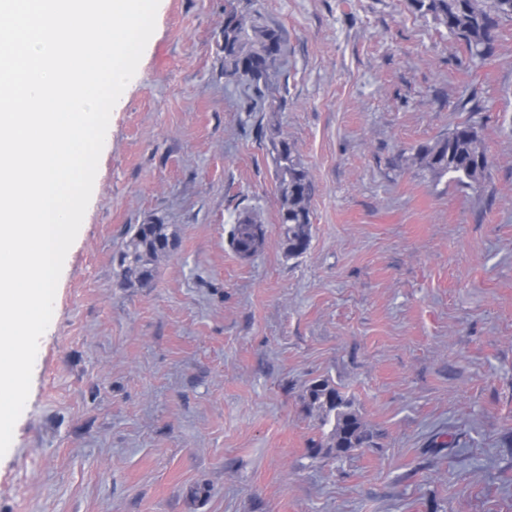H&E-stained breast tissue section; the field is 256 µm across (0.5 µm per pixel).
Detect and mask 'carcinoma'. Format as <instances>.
<instances>
[{
	"label": "carcinoma",
	"mask_w": 512,
	"mask_h": 512,
	"mask_svg": "<svg viewBox=\"0 0 512 512\" xmlns=\"http://www.w3.org/2000/svg\"><path fill=\"white\" fill-rule=\"evenodd\" d=\"M416 11L442 24L448 33L465 41L478 57L490 55L497 18L512 17V0H408ZM224 76L244 80L263 100L271 81L258 76L275 68L283 53V39L269 28L255 11L225 12ZM420 166L440 179L453 175L465 188L482 185L489 159L478 129L470 123H458L448 134L417 150ZM273 162L281 200L279 224L282 245L290 258L303 255L311 241V199L313 184L294 148L286 141L274 147ZM263 219L260 212L248 211L237 217L231 230V245L242 258L257 252L263 242ZM170 243L162 224H140L121 249L118 263L121 281L136 288L151 287L155 263L160 249ZM307 406L320 413V426L328 428L326 442L312 449L317 455L322 448L336 455V449L352 451L369 445L371 436L365 429L352 402L329 380L313 382L306 391Z\"/></svg>",
	"instance_id": "cac0c4a2"
}]
</instances>
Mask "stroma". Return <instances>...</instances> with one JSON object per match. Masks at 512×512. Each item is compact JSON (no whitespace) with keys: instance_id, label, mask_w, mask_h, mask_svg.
<instances>
[{"instance_id":"obj_1","label":"stroma","mask_w":512,"mask_h":512,"mask_svg":"<svg viewBox=\"0 0 512 512\" xmlns=\"http://www.w3.org/2000/svg\"><path fill=\"white\" fill-rule=\"evenodd\" d=\"M235 0H160L0 457V512H512V18L471 56L407 0H251L270 111L224 76ZM475 124L478 189L412 157ZM313 183L281 241L273 144ZM260 210L250 258L230 244ZM175 249L125 288L134 228ZM330 379L372 436L312 455ZM263 219L259 211L251 210L239 215L231 230V245L242 258L257 252L263 242Z\"/></svg>"}]
</instances>
